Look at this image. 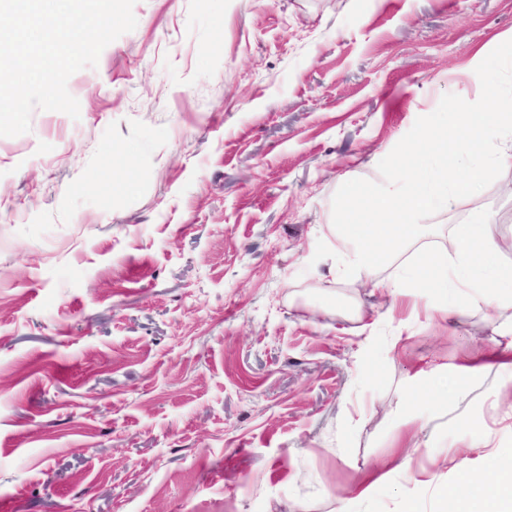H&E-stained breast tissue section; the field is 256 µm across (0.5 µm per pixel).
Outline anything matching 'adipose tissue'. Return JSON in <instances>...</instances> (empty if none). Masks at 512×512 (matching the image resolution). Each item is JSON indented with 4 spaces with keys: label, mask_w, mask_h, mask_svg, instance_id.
<instances>
[{
    "label": "adipose tissue",
    "mask_w": 512,
    "mask_h": 512,
    "mask_svg": "<svg viewBox=\"0 0 512 512\" xmlns=\"http://www.w3.org/2000/svg\"><path fill=\"white\" fill-rule=\"evenodd\" d=\"M494 213L474 214L469 223L454 232L451 252H422L397 264L387 286L392 293L411 289L423 293L425 289H454L472 304L491 303L492 300L512 303V268L486 264V255L500 252L505 240L495 238L492 228ZM482 488L485 497L473 502L472 512H512V479H495L461 468L453 497L469 494Z\"/></svg>",
    "instance_id": "adipose-tissue-1"
}]
</instances>
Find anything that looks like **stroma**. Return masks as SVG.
Masks as SVG:
<instances>
[{
	"mask_svg": "<svg viewBox=\"0 0 512 512\" xmlns=\"http://www.w3.org/2000/svg\"><path fill=\"white\" fill-rule=\"evenodd\" d=\"M0 136V512H442L512 450V306L329 274L332 199L512 39V0H136ZM512 161L435 216L512 238Z\"/></svg>",
	"mask_w": 512,
	"mask_h": 512,
	"instance_id": "1",
	"label": "stroma"
}]
</instances>
